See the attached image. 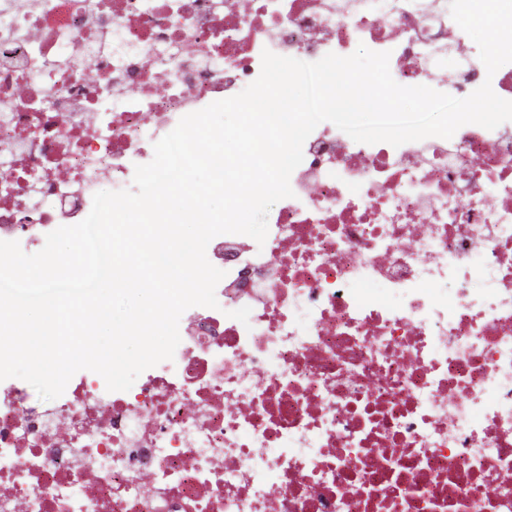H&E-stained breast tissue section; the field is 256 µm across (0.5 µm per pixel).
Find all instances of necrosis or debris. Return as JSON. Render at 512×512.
I'll use <instances>...</instances> for the list:
<instances>
[{
	"instance_id": "necrosis-or-debris-1",
	"label": "necrosis or debris",
	"mask_w": 512,
	"mask_h": 512,
	"mask_svg": "<svg viewBox=\"0 0 512 512\" xmlns=\"http://www.w3.org/2000/svg\"><path fill=\"white\" fill-rule=\"evenodd\" d=\"M0 0V240L25 253L179 120L359 45L457 98L488 74L448 0ZM263 247L222 234L218 308L173 360L51 410L0 385V512H512V121L303 145Z\"/></svg>"
}]
</instances>
